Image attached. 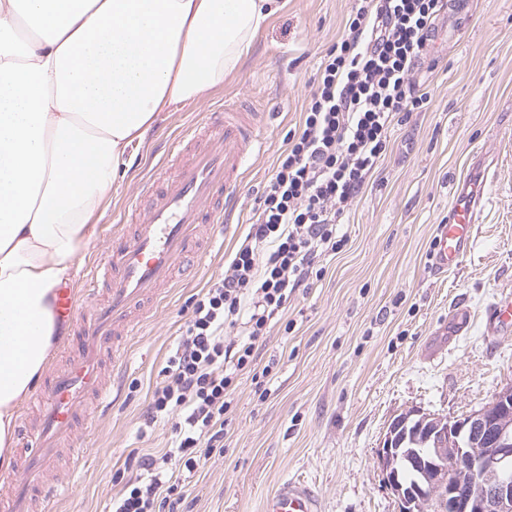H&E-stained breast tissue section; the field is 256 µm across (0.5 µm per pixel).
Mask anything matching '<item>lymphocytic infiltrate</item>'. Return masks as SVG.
Returning <instances> with one entry per match:
<instances>
[{
  "label": "lymphocytic infiltrate",
  "mask_w": 512,
  "mask_h": 512,
  "mask_svg": "<svg viewBox=\"0 0 512 512\" xmlns=\"http://www.w3.org/2000/svg\"><path fill=\"white\" fill-rule=\"evenodd\" d=\"M443 0H354L345 31L323 56L298 129L266 183L249 231L222 278L194 295L143 414L145 427L170 419L160 454L131 451L137 474L110 512H158L179 479L168 464L194 470L223 447L237 382L256 371L272 322L299 289L326 272L322 260L346 245L337 232L385 159L403 114L423 108L413 79L427 59Z\"/></svg>",
  "instance_id": "f902f5d3"
}]
</instances>
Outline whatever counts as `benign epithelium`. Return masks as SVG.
Instances as JSON below:
<instances>
[{
    "label": "benign epithelium",
    "instance_id": "7a95c632",
    "mask_svg": "<svg viewBox=\"0 0 512 512\" xmlns=\"http://www.w3.org/2000/svg\"><path fill=\"white\" fill-rule=\"evenodd\" d=\"M491 402L501 415L492 416L486 405L460 417L416 407L391 420L376 459L399 512H512V383ZM411 418L417 428H427V459L399 448L401 429ZM401 455L422 474L428 491L399 481L395 463Z\"/></svg>",
    "mask_w": 512,
    "mask_h": 512
}]
</instances>
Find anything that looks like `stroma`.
I'll return each instance as SVG.
<instances>
[{
  "mask_svg": "<svg viewBox=\"0 0 512 512\" xmlns=\"http://www.w3.org/2000/svg\"><path fill=\"white\" fill-rule=\"evenodd\" d=\"M240 70L199 104L160 113L132 146L127 178L98 223V240L77 260L74 285L109 246L127 241L124 208L140 181L183 128L222 105L263 113L260 148L248 160L241 200L217 232L195 278L162 294L131 338L120 393L99 413L70 472L61 459L51 481L73 480L53 512H108L132 473L128 455L164 447L171 425L138 437L142 414L190 299L221 278L248 232L264 184L314 90L321 56L342 35L352 0H279ZM459 33L431 50L434 67L414 73L430 95L396 125L392 150L353 206L344 250L326 256L325 277L297 291L260 352L271 368L266 394L241 376L227 417L223 452L203 458L177 492L188 512H264L284 481H306L322 512H398L382 481L376 449L390 420L413 407L460 416L512 383V333H497L490 308L512 300V0H448ZM485 179L473 245L458 266L432 274L430 246L457 190ZM467 306V332L449 335L455 305ZM293 322L285 330V322Z\"/></svg>",
  "mask_w": 512,
  "mask_h": 512,
  "instance_id": "stroma-1",
  "label": "stroma"
}]
</instances>
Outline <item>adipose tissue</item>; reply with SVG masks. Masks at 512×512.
Wrapping results in <instances>:
<instances>
[{
  "instance_id": "1",
  "label": "adipose tissue",
  "mask_w": 512,
  "mask_h": 512,
  "mask_svg": "<svg viewBox=\"0 0 512 512\" xmlns=\"http://www.w3.org/2000/svg\"><path fill=\"white\" fill-rule=\"evenodd\" d=\"M277 0H0V456L57 288L158 113L223 87Z\"/></svg>"
}]
</instances>
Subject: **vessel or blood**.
Listing matches in <instances>:
<instances>
[{"label":"vessel or blood","mask_w":512,"mask_h":512,"mask_svg":"<svg viewBox=\"0 0 512 512\" xmlns=\"http://www.w3.org/2000/svg\"><path fill=\"white\" fill-rule=\"evenodd\" d=\"M261 132L255 113L241 108L209 113L185 131L128 205L127 220L135 226L131 239L92 264L85 291L68 284L57 288L54 312L71 324L72 340L35 399L34 420L18 430V476L0 494V512H31L35 501L49 504L63 494L47 475L61 448L79 447L82 431L90 430L88 398L107 396V367H119L129 338L149 318L146 302L160 297L201 254L203 226L230 218L246 158L259 146ZM483 196L479 185L461 188L446 223L437 227L432 271L456 267L470 250ZM265 512H321V503L311 487L290 480L267 498Z\"/></svg>","instance_id":"b4317fda"}]
</instances>
